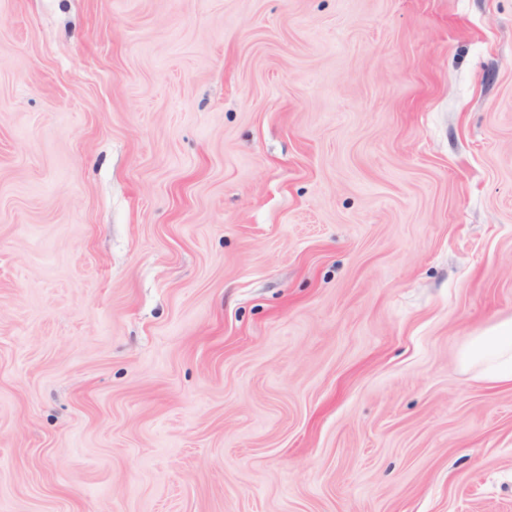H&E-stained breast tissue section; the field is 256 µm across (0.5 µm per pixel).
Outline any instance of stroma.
<instances>
[{
    "instance_id": "stroma-1",
    "label": "stroma",
    "mask_w": 512,
    "mask_h": 512,
    "mask_svg": "<svg viewBox=\"0 0 512 512\" xmlns=\"http://www.w3.org/2000/svg\"><path fill=\"white\" fill-rule=\"evenodd\" d=\"M512 0H0V512H512ZM462 364L476 369L480 380L512 385V316L471 337L459 352Z\"/></svg>"
}]
</instances>
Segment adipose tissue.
<instances>
[{
	"label": "adipose tissue",
	"instance_id": "obj_1",
	"mask_svg": "<svg viewBox=\"0 0 512 512\" xmlns=\"http://www.w3.org/2000/svg\"><path fill=\"white\" fill-rule=\"evenodd\" d=\"M465 367L475 369L478 379L512 385V316L471 337L459 352Z\"/></svg>",
	"mask_w": 512,
	"mask_h": 512
}]
</instances>
